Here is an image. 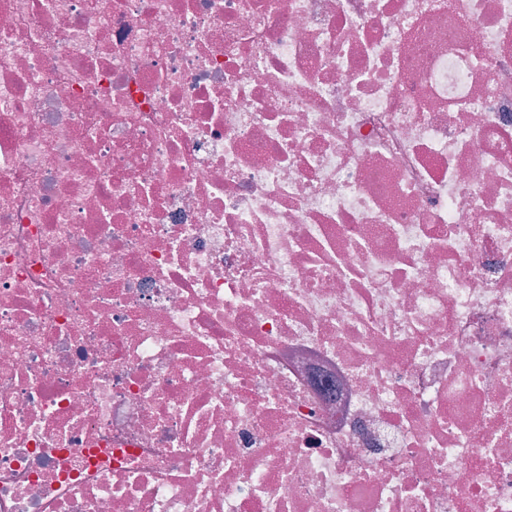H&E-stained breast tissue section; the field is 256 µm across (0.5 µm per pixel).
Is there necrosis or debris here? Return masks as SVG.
<instances>
[{"label":"necrosis or debris","mask_w":512,"mask_h":512,"mask_svg":"<svg viewBox=\"0 0 512 512\" xmlns=\"http://www.w3.org/2000/svg\"><path fill=\"white\" fill-rule=\"evenodd\" d=\"M0 512H512V0H0Z\"/></svg>","instance_id":"4bbe7bcc"}]
</instances>
